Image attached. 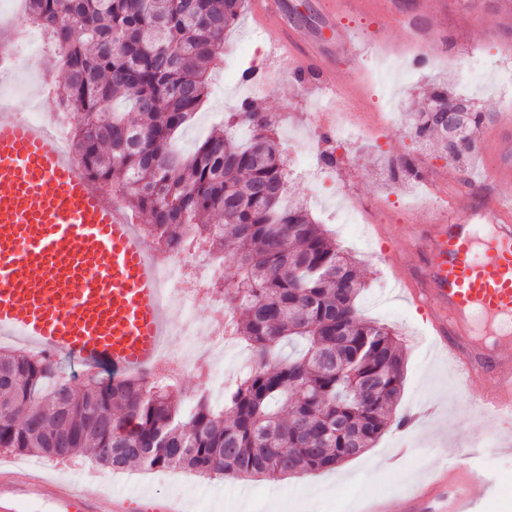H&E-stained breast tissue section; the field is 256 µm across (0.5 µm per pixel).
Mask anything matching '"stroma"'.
Returning <instances> with one entry per match:
<instances>
[{
  "mask_svg": "<svg viewBox=\"0 0 512 512\" xmlns=\"http://www.w3.org/2000/svg\"><path fill=\"white\" fill-rule=\"evenodd\" d=\"M288 11L289 27L300 38H316L322 45L332 41L331 26L355 28L362 37L378 35L387 56H328L327 67L337 84H345L350 70L364 74L363 95L376 103L380 88L381 59L412 62L426 54L427 64L417 66L403 81L393 103L390 125L370 137L348 145L347 160L332 168L331 182L320 185L297 174L288 176V195L302 200L318 223L332 231L336 244L356 256L366 287L359 300L362 317L393 327L398 332L405 355L404 383L396 415H416L415 423L390 427L380 439L360 455L330 470L298 474L271 482L260 477L198 478L167 472L157 480L155 472L133 468L112 473L103 469L94 455L71 463H56L35 455L0 452V465L37 469L56 478L77 476L95 481L108 492H122L131 498L151 495L163 498L177 493L187 499L191 512H358L360 486L371 495L390 500L391 512H402V502L418 484L437 468L457 456L469 458L473 469L490 473L495 480L494 495L475 512H512V449L498 451L492 434L472 442V419L468 412L470 389L462 387L439 354L429 334L430 312L415 304L407 294L382 283L380 277L393 273L399 264L418 265L423 249L405 226L407 214L398 203L405 194L433 199L428 184L409 182L394 185L388 180L391 166L404 158L427 166L432 173L446 170L445 160L432 150L420 151L406 135L408 113L423 105L422 94L431 80L447 83L451 91L471 98L476 107L495 113L503 120L512 115V92L497 94L491 81L469 79L474 54H481L491 71L512 67V0H439L438 12H431L432 0H401L403 7L421 14L431 32L428 41H417L389 16H347L337 14L334 24L321 21V0H280ZM267 36L255 30L249 13H242L225 36L226 48L240 51V68L268 70L272 79L267 92L255 103L275 124L284 163L298 152L289 133L309 138L316 128L310 122L311 104L317 93L313 87L295 82L288 73V60L267 54ZM39 69L43 83L19 97L6 94L0 105L11 114L37 108L52 112L57 107L55 86L64 80L63 70L49 61L48 45L39 49ZM243 96L225 88L224 68L215 66L210 74L209 95L194 118L180 134L176 146L192 152L226 113L234 111ZM344 189L362 210L373 218V228L341 224L335 217L336 191Z\"/></svg>",
  "mask_w": 512,
  "mask_h": 512,
  "instance_id": "1",
  "label": "stroma"
}]
</instances>
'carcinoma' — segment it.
<instances>
[{"label": "carcinoma", "instance_id": "carcinoma-1", "mask_svg": "<svg viewBox=\"0 0 512 512\" xmlns=\"http://www.w3.org/2000/svg\"><path fill=\"white\" fill-rule=\"evenodd\" d=\"M32 18L53 16L48 43L65 71L59 105L77 117L71 153L94 182L149 218L165 252L186 239L236 251L224 295L230 331L254 364L224 388L214 411L201 396L186 413L169 389L144 378L74 388L52 361L0 353V450L57 461L94 452L112 471L182 470L203 477L276 480L332 469L370 448L396 418L403 351L390 328L361 317L364 282L306 206L283 204L288 180L273 122L242 101L190 154L173 148L208 94V72L244 0H25ZM461 108L465 130L452 153L441 117ZM492 112L439 84L408 115L412 140L463 170L473 136ZM248 125L239 143L230 129ZM303 348L283 357L285 343Z\"/></svg>", "mask_w": 512, "mask_h": 512}]
</instances>
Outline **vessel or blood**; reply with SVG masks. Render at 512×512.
Here are the masks:
<instances>
[{
	"instance_id": "b4317fda",
	"label": "vessel or blood",
	"mask_w": 512,
	"mask_h": 512,
	"mask_svg": "<svg viewBox=\"0 0 512 512\" xmlns=\"http://www.w3.org/2000/svg\"><path fill=\"white\" fill-rule=\"evenodd\" d=\"M325 13L378 14L386 0H324ZM289 51L291 74L318 93L335 90L323 57L306 46ZM482 182L421 226L429 253L422 274L403 270L396 286L433 309L438 344L457 379L482 396L471 415L494 426L512 423V125L486 135ZM156 261L123 208L105 198L45 125L0 114V335L36 352L118 375H143L157 363L170 332ZM0 479V512H24L29 501L54 512H185L180 498L125 495L104 499L89 480L47 479L12 468ZM489 482L454 465L408 502L407 512H468Z\"/></svg>"
}]
</instances>
